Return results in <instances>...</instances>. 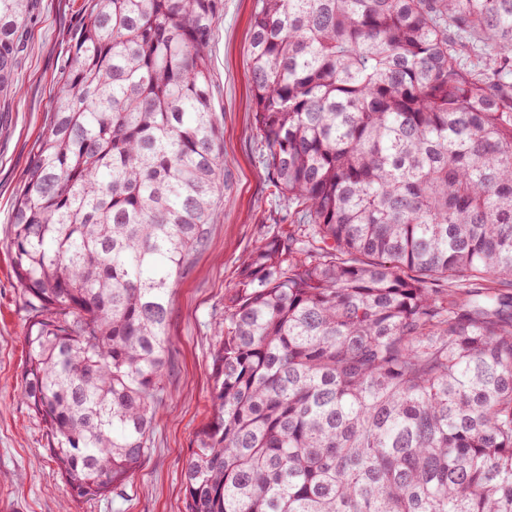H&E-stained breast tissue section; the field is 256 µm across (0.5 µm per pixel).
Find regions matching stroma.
I'll return each mask as SVG.
<instances>
[{
	"label": "stroma",
	"mask_w": 512,
	"mask_h": 512,
	"mask_svg": "<svg viewBox=\"0 0 512 512\" xmlns=\"http://www.w3.org/2000/svg\"><path fill=\"white\" fill-rule=\"evenodd\" d=\"M84 0H30L13 89L0 96V505L7 512H183L182 466L213 416L214 325L255 243L286 226L288 202L272 187L249 91V22L256 0H219L212 24V100L224 131L227 186L214 200L210 237L168 299L170 399L156 411L150 448L132 482L82 495L63 478L45 427L21 400L28 317L7 230L26 170L46 133L52 99Z\"/></svg>",
	"instance_id": "1"
}]
</instances>
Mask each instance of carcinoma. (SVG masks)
Returning a JSON list of instances; mask_svg holds the SVG:
<instances>
[{"mask_svg": "<svg viewBox=\"0 0 512 512\" xmlns=\"http://www.w3.org/2000/svg\"><path fill=\"white\" fill-rule=\"evenodd\" d=\"M216 11L85 0L14 207L23 399L85 494L148 453L225 186ZM248 70L290 224L224 297L184 512H512V0H257Z\"/></svg>", "mask_w": 512, "mask_h": 512, "instance_id": "carcinoma-1", "label": "carcinoma"}]
</instances>
